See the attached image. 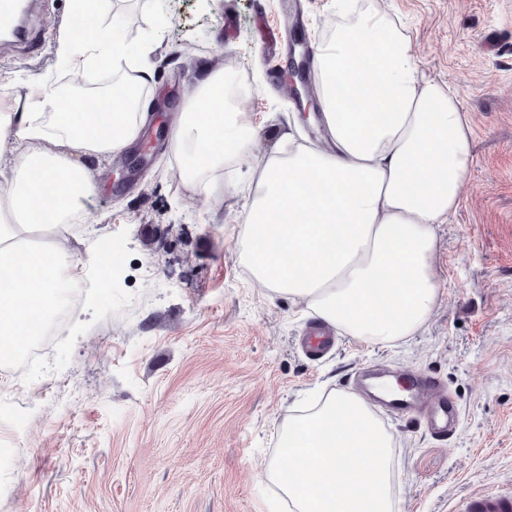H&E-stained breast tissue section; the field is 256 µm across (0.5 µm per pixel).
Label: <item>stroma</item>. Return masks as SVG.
<instances>
[{
  "instance_id": "35a3bbf8",
  "label": "stroma",
  "mask_w": 512,
  "mask_h": 512,
  "mask_svg": "<svg viewBox=\"0 0 512 512\" xmlns=\"http://www.w3.org/2000/svg\"><path fill=\"white\" fill-rule=\"evenodd\" d=\"M335 0H107L131 38L149 42L146 125L180 121L201 65L254 87L249 162L187 185L168 144L144 169L87 162L76 257L108 242V287L81 284L64 331L15 369L0 363V512H279L263 469L290 416L334 390L356 391L370 365L445 382L460 409L453 436L413 416L375 412L393 438L400 512H460L484 491H512V0H380L409 28L422 78L452 86L471 121L460 202L437 228V297L425 325L388 344L343 335L305 356L300 304L255 287L240 221L265 161L297 113L286 77L270 80L260 31L287 61L315 48ZM69 0H42L39 47L0 51V98L25 80L62 77L55 50Z\"/></svg>"
}]
</instances>
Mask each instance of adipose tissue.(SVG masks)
<instances>
[{"instance_id": "ef3b65f1", "label": "adipose tissue", "mask_w": 512, "mask_h": 512, "mask_svg": "<svg viewBox=\"0 0 512 512\" xmlns=\"http://www.w3.org/2000/svg\"><path fill=\"white\" fill-rule=\"evenodd\" d=\"M336 14L316 55L332 147L267 161L245 213L244 258L257 287L355 339L391 344L420 330L435 302V227L458 206L471 128L451 87L420 77L410 36L376 0H337ZM56 53L75 79L106 65L141 88L151 78L146 47L123 31L69 32ZM183 96L170 134L182 178L250 157L253 124L226 111L223 74L202 69ZM142 128L122 97L109 115L80 105L47 126L0 100V354L20 348V325L51 315L84 267L101 265L92 250L75 258L60 230L97 191L71 153H121ZM392 448L361 396L332 392L289 419L264 475L289 512H398Z\"/></svg>"}]
</instances>
